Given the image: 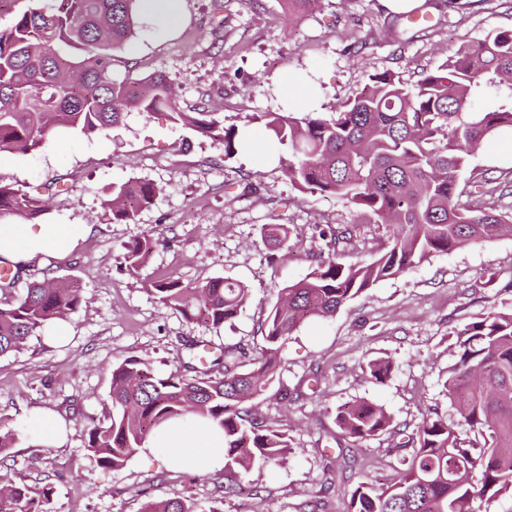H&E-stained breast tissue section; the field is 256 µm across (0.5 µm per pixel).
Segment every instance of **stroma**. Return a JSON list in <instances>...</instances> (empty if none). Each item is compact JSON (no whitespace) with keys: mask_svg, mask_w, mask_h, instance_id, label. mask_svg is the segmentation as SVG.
I'll return each instance as SVG.
<instances>
[{"mask_svg":"<svg viewBox=\"0 0 512 512\" xmlns=\"http://www.w3.org/2000/svg\"><path fill=\"white\" fill-rule=\"evenodd\" d=\"M182 21L161 20L112 53L116 79L167 75L179 107L216 113L228 129L264 152L225 157L224 145L174 123L167 113H128L123 122L87 136L56 134L41 149L0 155V184L23 190L59 181L40 224H82L87 231L63 252H39L17 290L45 269L79 282L80 307L65 321L69 339L50 344L31 336L0 358V431L13 432L0 476L51 483L48 512H143L155 500L180 499L196 512H348L350 494L369 482L387 486L399 468L396 447L423 415L435 412L458 438L474 434L460 422L443 380L452 343L490 308L512 309V237L435 253L406 273L376 282L328 319L304 323L282 347L280 377L257 400L268 423L286 431L285 463L255 465L238 493H224V467L190 472L137 452L123 467H101L86 450L89 431L112 413V368L128 357L158 374L182 369L191 357L218 355L227 344L262 346L260 326L280 291L315 266V227L351 224L348 262L370 260L386 245L385 230L333 196L303 193L285 170L292 154L266 131L265 112H284L283 80L302 77L329 112L372 74L392 70L416 83L463 43L512 29V0H421L422 21L394 14L381 0H322L310 15L288 18L282 0H180ZM481 174L496 187L493 202L512 211V146L485 142L470 157L461 182ZM130 180L153 183L158 194L130 223L115 221L106 199ZM288 230V254L269 249L263 228ZM164 239L145 266L129 271L127 245ZM161 274L192 286L211 278L247 285L246 306L223 327L186 320L150 291ZM385 358L384 380L370 360ZM287 388L289 400L278 391ZM362 400L382 406L394 430L363 440L334 422L337 406ZM64 421L65 443L32 438L31 413Z\"/></svg>","mask_w":512,"mask_h":512,"instance_id":"stroma-1","label":"stroma"}]
</instances>
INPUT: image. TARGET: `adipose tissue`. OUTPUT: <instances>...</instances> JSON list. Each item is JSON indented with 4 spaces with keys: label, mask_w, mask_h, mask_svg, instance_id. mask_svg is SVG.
Instances as JSON below:
<instances>
[{
    "label": "adipose tissue",
    "mask_w": 512,
    "mask_h": 512,
    "mask_svg": "<svg viewBox=\"0 0 512 512\" xmlns=\"http://www.w3.org/2000/svg\"><path fill=\"white\" fill-rule=\"evenodd\" d=\"M80 224H46L38 233H23L21 225L0 224V251L14 263H25L35 253L66 250L83 234ZM149 453L169 457L186 469L205 472L223 457L224 432L217 425L195 418L171 419L160 425L148 441Z\"/></svg>",
    "instance_id": "obj_1"
}]
</instances>
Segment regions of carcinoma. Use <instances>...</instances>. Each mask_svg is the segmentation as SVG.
<instances>
[{
  "label": "carcinoma",
  "mask_w": 512,
  "mask_h": 512,
  "mask_svg": "<svg viewBox=\"0 0 512 512\" xmlns=\"http://www.w3.org/2000/svg\"><path fill=\"white\" fill-rule=\"evenodd\" d=\"M321 0H284L288 17L314 10ZM140 15L138 0H54L28 8L0 28V152L37 150L59 129L100 133L132 112L167 111L203 136L220 133L224 156L247 139L220 130L215 113L185 112L168 80L117 81L108 50L131 40ZM265 126L290 148L289 180L303 193L332 195L353 205L369 223L382 224L386 248L369 262L345 263L352 240L348 226L321 229L316 267L282 289L261 326L264 345H226L200 370L193 364L166 377L130 357L113 367L112 415L89 431L87 450L104 468L134 456L162 422L195 415L224 430V493L240 488L238 475L257 461L288 458V435L261 419L252 401L273 383L278 353L311 317L330 318L380 279L397 276L430 254L486 239L512 236V213L461 202L460 176L487 139L512 135V31L463 44L436 71L408 87L394 72L370 82L336 110L266 112ZM0 185V220L35 221L47 211L44 192ZM156 188L131 180L112 187L108 206L115 220L130 222L152 204ZM264 238L288 248L282 227L270 224ZM160 245L153 237L126 247L125 266L135 271ZM18 273L0 277V357L22 348L44 326L64 320L80 305L82 288L53 285L52 270L12 295ZM158 300L185 319L214 328L237 315L248 289L213 278L194 286L164 276L152 283ZM457 361L443 387L459 416L480 441L465 444L439 417L426 416L415 446L386 487L364 482L351 493L348 512H469L470 504L512 492V311L490 310L453 343ZM338 428L355 439L392 426L389 414L366 401L336 408ZM53 488L24 479L0 480V512H47ZM145 512H194L187 503L160 500Z\"/></svg>",
  "instance_id": "carcinoma-1"
}]
</instances>
